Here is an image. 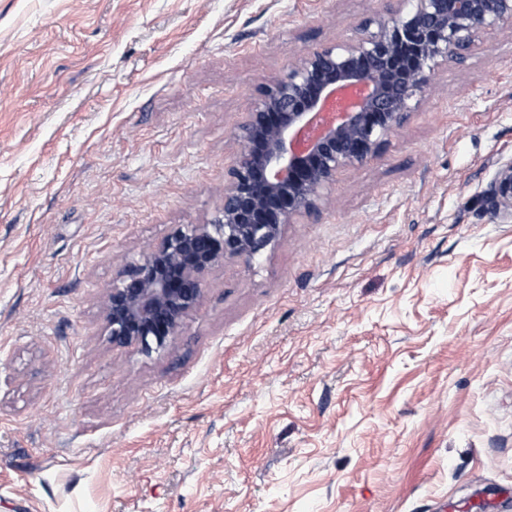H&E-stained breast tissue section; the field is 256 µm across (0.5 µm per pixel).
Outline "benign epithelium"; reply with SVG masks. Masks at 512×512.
<instances>
[{"label": "benign epithelium", "mask_w": 512, "mask_h": 512, "mask_svg": "<svg viewBox=\"0 0 512 512\" xmlns=\"http://www.w3.org/2000/svg\"><path fill=\"white\" fill-rule=\"evenodd\" d=\"M512 24V0H414L366 21L349 41L305 56L263 87L240 129L241 151L224 182V203L201 224H182L113 280L104 301L107 336L150 355L165 350L201 301L208 275L227 258L252 262L285 227L312 213L336 173L377 155L409 116L432 73L482 31ZM362 91L340 121L308 136L334 95ZM498 224L512 223V156L488 193Z\"/></svg>", "instance_id": "7a95c632"}]
</instances>
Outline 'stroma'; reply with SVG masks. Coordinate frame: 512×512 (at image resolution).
Here are the masks:
<instances>
[{
    "label": "stroma",
    "mask_w": 512,
    "mask_h": 512,
    "mask_svg": "<svg viewBox=\"0 0 512 512\" xmlns=\"http://www.w3.org/2000/svg\"><path fill=\"white\" fill-rule=\"evenodd\" d=\"M393 0H0V512H512V26L164 352L113 279L224 201L240 127ZM488 203L495 223H512V155L498 163L492 177Z\"/></svg>",
    "instance_id": "35a3bbf8"
}]
</instances>
